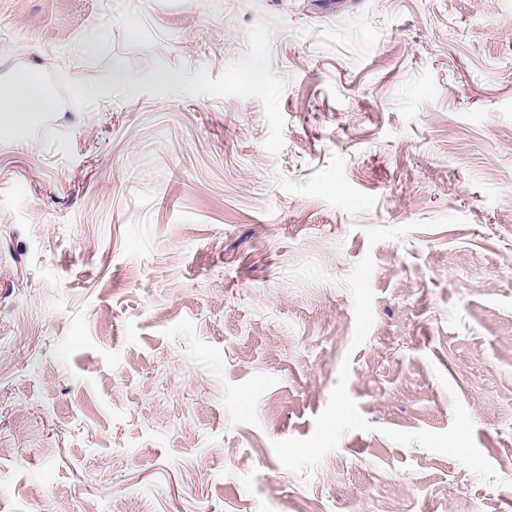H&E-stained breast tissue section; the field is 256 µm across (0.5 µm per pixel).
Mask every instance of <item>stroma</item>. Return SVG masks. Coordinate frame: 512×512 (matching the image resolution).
<instances>
[{
	"label": "stroma",
	"mask_w": 512,
	"mask_h": 512,
	"mask_svg": "<svg viewBox=\"0 0 512 512\" xmlns=\"http://www.w3.org/2000/svg\"><path fill=\"white\" fill-rule=\"evenodd\" d=\"M25 66L0 512H512V0H0Z\"/></svg>",
	"instance_id": "obj_1"
}]
</instances>
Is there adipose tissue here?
I'll return each mask as SVG.
<instances>
[{
    "mask_svg": "<svg viewBox=\"0 0 512 512\" xmlns=\"http://www.w3.org/2000/svg\"><path fill=\"white\" fill-rule=\"evenodd\" d=\"M54 108L55 101L46 93L37 68L14 70L8 78L7 93L0 96V132L24 137L31 114Z\"/></svg>",
    "mask_w": 512,
    "mask_h": 512,
    "instance_id": "adipose-tissue-1",
    "label": "adipose tissue"
}]
</instances>
